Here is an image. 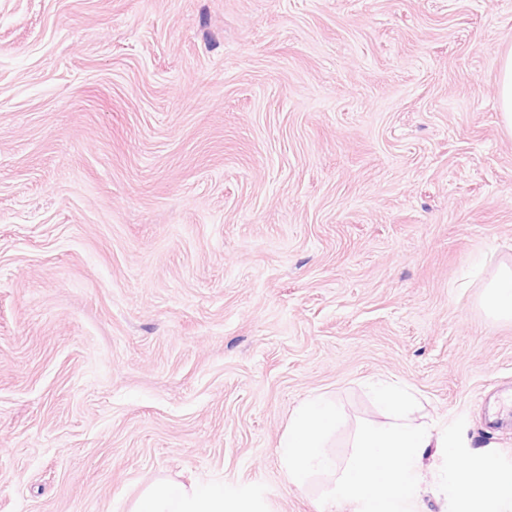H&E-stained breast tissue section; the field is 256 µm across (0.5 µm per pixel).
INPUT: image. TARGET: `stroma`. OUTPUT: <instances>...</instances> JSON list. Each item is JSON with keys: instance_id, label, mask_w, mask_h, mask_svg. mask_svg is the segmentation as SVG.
Listing matches in <instances>:
<instances>
[{"instance_id": "stroma-1", "label": "stroma", "mask_w": 512, "mask_h": 512, "mask_svg": "<svg viewBox=\"0 0 512 512\" xmlns=\"http://www.w3.org/2000/svg\"><path fill=\"white\" fill-rule=\"evenodd\" d=\"M512 0H0V512L163 479L319 512L277 447L391 380L512 458ZM499 123L505 135L512 138V49L500 56L499 61ZM485 288L484 311L495 319L512 321V266L503 265Z\"/></svg>"}]
</instances>
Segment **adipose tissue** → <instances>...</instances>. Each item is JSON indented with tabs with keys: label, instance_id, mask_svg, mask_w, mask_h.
<instances>
[{
	"label": "adipose tissue",
	"instance_id": "ef3b65f1",
	"mask_svg": "<svg viewBox=\"0 0 512 512\" xmlns=\"http://www.w3.org/2000/svg\"><path fill=\"white\" fill-rule=\"evenodd\" d=\"M482 307L491 317L512 321V266H502L487 285ZM130 512H252L246 491L227 492L220 485L165 482L146 489Z\"/></svg>",
	"mask_w": 512,
	"mask_h": 512
}]
</instances>
